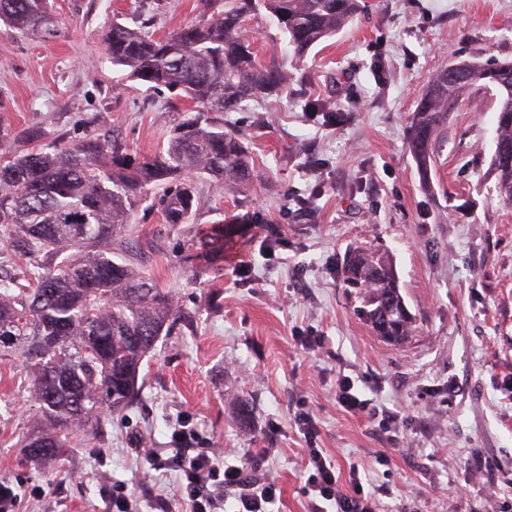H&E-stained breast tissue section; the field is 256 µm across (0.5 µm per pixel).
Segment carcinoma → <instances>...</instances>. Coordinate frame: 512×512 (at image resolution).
Here are the masks:
<instances>
[{
	"instance_id": "obj_1",
	"label": "carcinoma",
	"mask_w": 512,
	"mask_h": 512,
	"mask_svg": "<svg viewBox=\"0 0 512 512\" xmlns=\"http://www.w3.org/2000/svg\"><path fill=\"white\" fill-rule=\"evenodd\" d=\"M202 18L162 39L114 23L104 36L112 65L151 88L178 89L192 103L180 113L167 144L141 155L115 136L92 133L76 143H42L31 127L25 139L4 146L0 127V243L11 259L33 264L17 278H0V357H19L28 369L39 421L22 450L39 443L33 464L56 460L77 430L95 433L106 415L130 410L141 390L140 369L159 336L181 321L171 294L121 256L112 238L135 210L161 191L168 224L193 217L196 183L221 190L249 182L243 138L221 116L287 84L286 74L256 60L242 40V18L266 9L304 55L335 35L359 10L358 0H200ZM0 20L21 35L51 34L57 18L48 0H0ZM473 78L450 85L442 72L427 84L414 114L408 149L423 183L432 151L457 96L480 83L498 95L495 153L489 171L501 201L512 205V87L484 73L512 76V61L471 63ZM235 229L214 224L198 233L196 276L222 275L224 240ZM344 287L357 314L375 334L388 327L397 341L414 332L415 318L401 294L392 263L355 247L341 263Z\"/></svg>"
}]
</instances>
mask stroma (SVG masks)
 <instances>
[{"instance_id": "35a3bbf8", "label": "stroma", "mask_w": 512, "mask_h": 512, "mask_svg": "<svg viewBox=\"0 0 512 512\" xmlns=\"http://www.w3.org/2000/svg\"><path fill=\"white\" fill-rule=\"evenodd\" d=\"M51 4L56 33L23 36L0 21V122L14 134L43 127L50 142L114 129L141 154L166 143L187 101L123 78L104 35L147 19L149 34L164 37L198 20V0ZM359 4L352 23L302 57L266 11L248 14L252 52L288 75L283 93L224 115L249 148L248 188L219 193L199 180L190 223L142 207L117 232L116 245L136 247L139 270L190 317L144 359L131 411L105 420L99 435L77 434L61 459L31 465L20 446L36 418L26 369L0 359V482L13 489L15 512H112L117 481L140 512H155L161 496L183 512L177 472L152 468L144 451L179 447L185 422L242 465L274 449L264 468L281 490L276 512H310L294 422L302 406L341 472L368 470L382 512H512V206L487 173L497 137L489 92L478 85L460 97L433 145L429 182L407 149L437 72L454 60H512V0ZM321 100L341 109L336 124L312 115ZM218 222L241 234L224 245L222 277L194 280L188 243ZM352 246L392 260L416 318L403 343H385L355 314L340 273ZM243 261L245 279L235 273ZM310 331L322 347L301 345ZM345 376L372 413L337 403ZM244 399L254 405L246 424ZM382 410L394 423L381 425ZM478 452L499 463L495 474L474 465Z\"/></svg>"}]
</instances>
